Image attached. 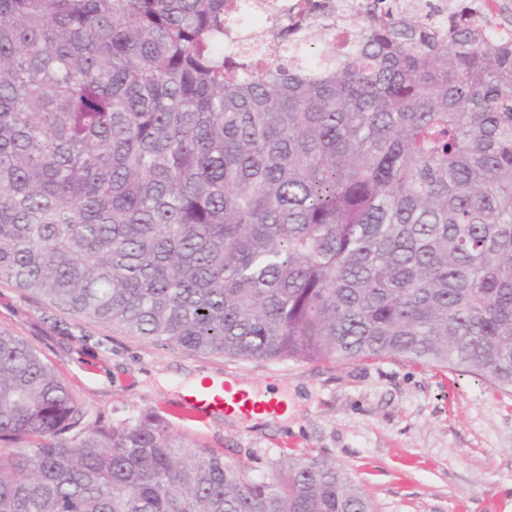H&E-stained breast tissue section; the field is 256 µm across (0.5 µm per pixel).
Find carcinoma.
I'll return each instance as SVG.
<instances>
[{
    "mask_svg": "<svg viewBox=\"0 0 512 512\" xmlns=\"http://www.w3.org/2000/svg\"><path fill=\"white\" fill-rule=\"evenodd\" d=\"M227 2L0 0V281L176 351L511 392L512 12L330 0L227 48ZM0 512L375 507L321 456L256 480L159 412L91 421L1 329Z\"/></svg>",
    "mask_w": 512,
    "mask_h": 512,
    "instance_id": "1",
    "label": "carcinoma"
}]
</instances>
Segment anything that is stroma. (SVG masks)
Here are the masks:
<instances>
[{"mask_svg": "<svg viewBox=\"0 0 512 512\" xmlns=\"http://www.w3.org/2000/svg\"><path fill=\"white\" fill-rule=\"evenodd\" d=\"M0 329L52 364L91 416L112 424L176 412L202 374L236 375L288 399L287 420L255 429L215 414L173 420L177 431L263 479L283 454L325 456L370 494L377 512H512V393L444 377L400 358L240 361L187 353L51 310L0 282Z\"/></svg>", "mask_w": 512, "mask_h": 512, "instance_id": "1", "label": "stroma"}]
</instances>
